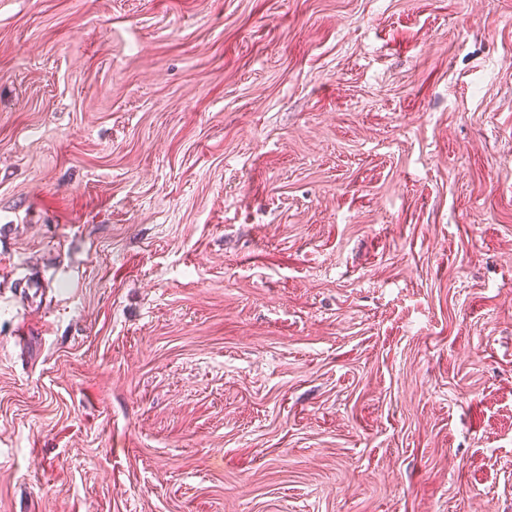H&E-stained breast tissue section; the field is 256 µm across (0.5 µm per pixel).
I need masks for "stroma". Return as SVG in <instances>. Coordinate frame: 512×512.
Returning <instances> with one entry per match:
<instances>
[{
    "mask_svg": "<svg viewBox=\"0 0 512 512\" xmlns=\"http://www.w3.org/2000/svg\"><path fill=\"white\" fill-rule=\"evenodd\" d=\"M0 512H512V0H0Z\"/></svg>",
    "mask_w": 512,
    "mask_h": 512,
    "instance_id": "stroma-1",
    "label": "stroma"
}]
</instances>
